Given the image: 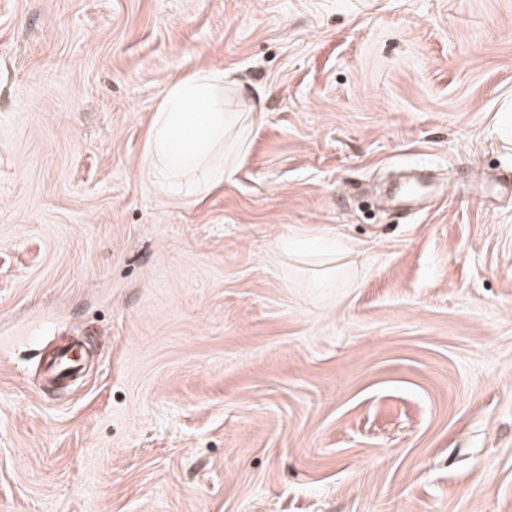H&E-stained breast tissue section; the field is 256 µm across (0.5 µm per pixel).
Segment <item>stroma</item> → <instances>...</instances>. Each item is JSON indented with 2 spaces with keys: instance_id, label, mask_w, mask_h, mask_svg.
<instances>
[{
  "instance_id": "obj_1",
  "label": "stroma",
  "mask_w": 512,
  "mask_h": 512,
  "mask_svg": "<svg viewBox=\"0 0 512 512\" xmlns=\"http://www.w3.org/2000/svg\"><path fill=\"white\" fill-rule=\"evenodd\" d=\"M199 69L264 116L174 198ZM510 113L512 0H0V512H512ZM234 86L252 99L251 112H224L219 90ZM251 90L230 80L220 69H201L168 84L152 116L144 169L174 197L183 193L178 173L208 169L199 190L224 183L245 151L249 128L263 112ZM83 355L78 346L65 347L59 351L50 366V376L57 382L64 383L73 379L82 369Z\"/></svg>"
}]
</instances>
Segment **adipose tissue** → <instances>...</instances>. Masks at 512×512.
Instances as JSON below:
<instances>
[{
  "mask_svg": "<svg viewBox=\"0 0 512 512\" xmlns=\"http://www.w3.org/2000/svg\"><path fill=\"white\" fill-rule=\"evenodd\" d=\"M230 83L223 70L201 69L168 84L152 116L144 161L166 193L182 194V172L207 169V185L218 186L235 171L262 107L246 89L250 111H225L219 90Z\"/></svg>",
  "mask_w": 512,
  "mask_h": 512,
  "instance_id": "ef3b65f1",
  "label": "adipose tissue"
}]
</instances>
